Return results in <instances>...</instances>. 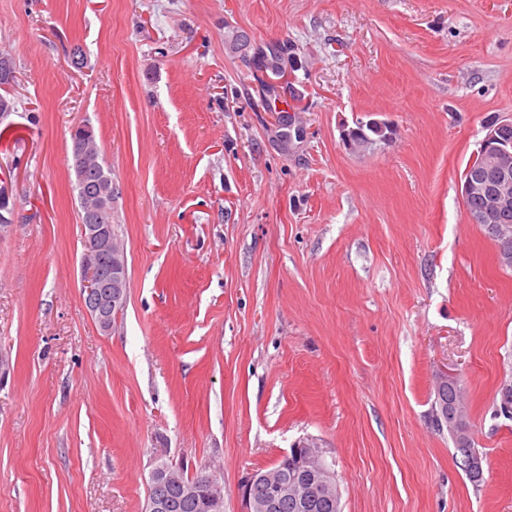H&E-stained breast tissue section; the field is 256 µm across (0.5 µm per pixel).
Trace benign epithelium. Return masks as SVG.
Returning <instances> with one entry per match:
<instances>
[{
	"label": "benign epithelium",
	"instance_id": "benign-epithelium-1",
	"mask_svg": "<svg viewBox=\"0 0 512 512\" xmlns=\"http://www.w3.org/2000/svg\"><path fill=\"white\" fill-rule=\"evenodd\" d=\"M512 129V115L504 116L490 126L482 140L476 160L464 173L462 197L464 202L480 201V206L469 211L474 224L506 235L504 220L512 212V149L505 137ZM83 240L88 250L83 258L82 291L87 308L99 327L112 328V313L109 308L125 304L126 297L120 288L112 284L126 280L127 263L123 247L112 238L108 224L82 225ZM296 456L293 464L296 473L284 477L281 472L270 470L259 476L251 474L241 488L242 512H276L281 497L291 495L300 512H308L320 498H335L340 495L336 473L324 466L325 451L318 439L306 437L281 455L288 460ZM153 489L147 500L145 512H162L165 508L161 489L168 484H182V470L162 467L151 475ZM264 481L266 496L256 497L257 482ZM190 495H202L207 512H224V482L220 475L209 472L201 485L187 487Z\"/></svg>",
	"mask_w": 512,
	"mask_h": 512
}]
</instances>
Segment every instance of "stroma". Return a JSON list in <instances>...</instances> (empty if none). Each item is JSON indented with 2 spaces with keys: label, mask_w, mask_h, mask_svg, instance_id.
Returning <instances> with one entry per match:
<instances>
[{
  "label": "stroma",
  "mask_w": 512,
  "mask_h": 512,
  "mask_svg": "<svg viewBox=\"0 0 512 512\" xmlns=\"http://www.w3.org/2000/svg\"><path fill=\"white\" fill-rule=\"evenodd\" d=\"M0 55V512H144L164 463L218 471L241 512L307 436L344 512H512V268L461 194L512 114V0H0ZM370 119L395 138L351 150ZM83 121L127 259L108 332ZM444 376L477 484L432 417ZM87 125H77L70 134L83 244L89 248L83 258L82 291L91 315L103 331H108L112 328L113 310L126 301L121 288L127 290V283L112 286V282L126 280L127 263L123 247L112 238L109 225L114 224L112 207L101 208L103 200L113 191L112 183L104 182L103 178L110 176L112 179V173L97 144L93 128L88 135L83 130L82 127ZM101 272H104V283ZM101 288H107L106 302L100 299ZM113 288L116 289L112 291ZM110 305L112 310L109 312Z\"/></svg>",
  "instance_id": "obj_1"
}]
</instances>
